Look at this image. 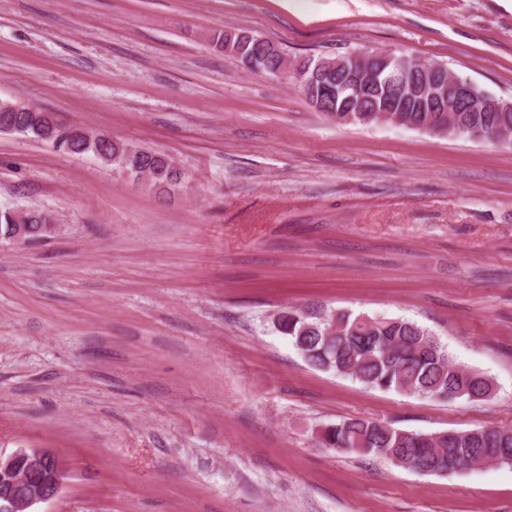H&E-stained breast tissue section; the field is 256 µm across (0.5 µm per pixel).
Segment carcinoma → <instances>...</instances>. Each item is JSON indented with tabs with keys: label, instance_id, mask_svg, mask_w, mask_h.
Masks as SVG:
<instances>
[{
	"label": "carcinoma",
	"instance_id": "1",
	"mask_svg": "<svg viewBox=\"0 0 512 512\" xmlns=\"http://www.w3.org/2000/svg\"><path fill=\"white\" fill-rule=\"evenodd\" d=\"M216 44L235 58L248 56L269 76L271 69L290 59L294 66L311 71L330 60L328 56L291 58L275 42L241 29L219 34ZM436 117L443 124L453 120L457 136L463 138L470 137L473 129L485 134L512 131V112H438ZM0 121L12 126V133L47 142L66 154L109 158L112 168L147 181L159 192H169L184 177L169 156L116 141L105 132L69 135L62 124L53 137L51 120L33 108L11 105L0 112ZM53 219L51 212L43 209L0 208V239L11 238L17 225L25 223L29 237H43L50 233ZM274 327L311 366L369 389L449 402L488 401L495 394L492 377L459 365L430 330L408 319L288 309L277 315ZM317 440L326 448L383 457L398 467L430 475H447L491 462L512 467V428L426 434L365 418H346L319 429Z\"/></svg>",
	"mask_w": 512,
	"mask_h": 512
}]
</instances>
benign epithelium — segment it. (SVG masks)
I'll list each match as a JSON object with an SVG mask.
<instances>
[{
	"label": "benign epithelium",
	"instance_id": "7a95c632",
	"mask_svg": "<svg viewBox=\"0 0 512 512\" xmlns=\"http://www.w3.org/2000/svg\"><path fill=\"white\" fill-rule=\"evenodd\" d=\"M336 72L325 87L331 98L342 102L343 112H367L366 102L383 85L390 97L380 112L397 111L396 103L413 104L414 112H512V101H497L474 94V84L436 61L412 62L405 55L387 50L356 51L310 78L296 73L313 102L325 104L316 94V80ZM69 474V465L47 449L21 448L0 455V512H35L34 507L55 499Z\"/></svg>",
	"mask_w": 512,
	"mask_h": 512
}]
</instances>
